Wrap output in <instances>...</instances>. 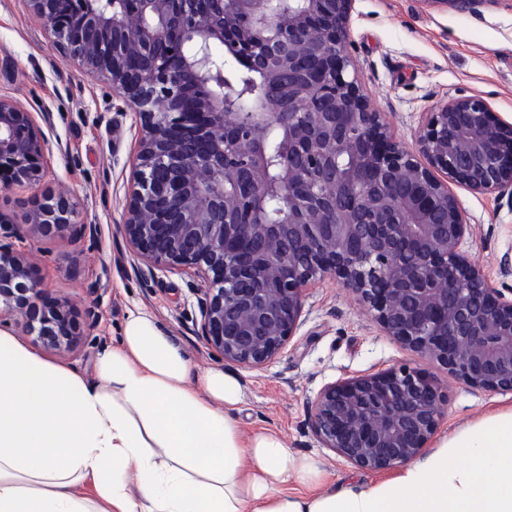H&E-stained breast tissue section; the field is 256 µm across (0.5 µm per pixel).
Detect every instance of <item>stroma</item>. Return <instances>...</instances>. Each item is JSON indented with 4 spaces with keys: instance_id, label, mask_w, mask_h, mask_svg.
Listing matches in <instances>:
<instances>
[{
    "instance_id": "obj_1",
    "label": "stroma",
    "mask_w": 512,
    "mask_h": 512,
    "mask_svg": "<svg viewBox=\"0 0 512 512\" xmlns=\"http://www.w3.org/2000/svg\"><path fill=\"white\" fill-rule=\"evenodd\" d=\"M348 53L372 107L397 141L415 149L427 112L462 96L484 99L512 121V0H485L478 14L436 0H355ZM0 96L38 121L46 141L39 186L0 187V216L19 225L12 243L32 266L47 299L68 301L75 318L97 304L93 342L50 352L57 362L91 368L114 342L129 310L141 307L170 329L201 369L224 366L243 386L235 412L244 435L270 432L307 459L323 484L367 483L377 475L324 447L310 423V404L335 380L410 365L448 396L436 435L445 437L490 411L512 406V392L468 386L438 363L407 349L327 278L306 291L300 325L286 347L260 369L223 362L200 335L192 270L144 274L122 224L142 129L111 85L84 74L54 43L26 0H0ZM472 226L467 249L494 288L512 291V199L453 186ZM66 194L71 225L42 236L29 224L36 199Z\"/></svg>"
}]
</instances>
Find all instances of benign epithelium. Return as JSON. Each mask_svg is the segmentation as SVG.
Returning a JSON list of instances; mask_svg holds the SVG:
<instances>
[{
    "mask_svg": "<svg viewBox=\"0 0 512 512\" xmlns=\"http://www.w3.org/2000/svg\"><path fill=\"white\" fill-rule=\"evenodd\" d=\"M85 72L112 83L144 137L124 224L148 270L189 265L208 280L201 335L221 357L260 369L294 336L306 287L333 277L402 344L469 386L512 391V298L465 244L452 181L512 198V123L480 98L440 104L400 147L349 74L354 0H29ZM478 13L486 0H436ZM242 59L249 97L224 84ZM276 144V153L270 145ZM45 140L0 97V185L39 183ZM156 165L167 168L150 178ZM74 206L47 194L28 217L44 233ZM0 242V322L20 315L48 349L83 334L67 302ZM447 411L409 366L325 386L311 421L322 444L371 472L429 447Z\"/></svg>",
    "mask_w": 512,
    "mask_h": 512,
    "instance_id": "benign-epithelium-1",
    "label": "benign epithelium"
}]
</instances>
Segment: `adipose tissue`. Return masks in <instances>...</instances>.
<instances>
[{
  "mask_svg": "<svg viewBox=\"0 0 512 512\" xmlns=\"http://www.w3.org/2000/svg\"><path fill=\"white\" fill-rule=\"evenodd\" d=\"M242 395L141 309L89 372L0 328V512H512V407L391 479L291 494L319 474L275 434H242Z\"/></svg>",
  "mask_w": 512,
  "mask_h": 512,
  "instance_id": "obj_1",
  "label": "adipose tissue"
}]
</instances>
